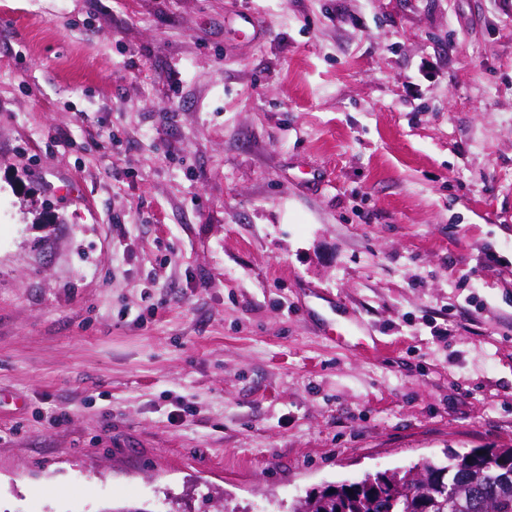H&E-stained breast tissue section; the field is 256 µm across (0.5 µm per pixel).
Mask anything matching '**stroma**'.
Segmentation results:
<instances>
[{"label":"stroma","instance_id":"35a3bbf8","mask_svg":"<svg viewBox=\"0 0 512 512\" xmlns=\"http://www.w3.org/2000/svg\"><path fill=\"white\" fill-rule=\"evenodd\" d=\"M510 445L512 0H0V512Z\"/></svg>","mask_w":512,"mask_h":512}]
</instances>
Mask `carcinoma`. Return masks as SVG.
<instances>
[{"label":"carcinoma","instance_id":"obj_1","mask_svg":"<svg viewBox=\"0 0 512 512\" xmlns=\"http://www.w3.org/2000/svg\"><path fill=\"white\" fill-rule=\"evenodd\" d=\"M512 447L450 450L445 459L313 489L289 512H512Z\"/></svg>","mask_w":512,"mask_h":512}]
</instances>
